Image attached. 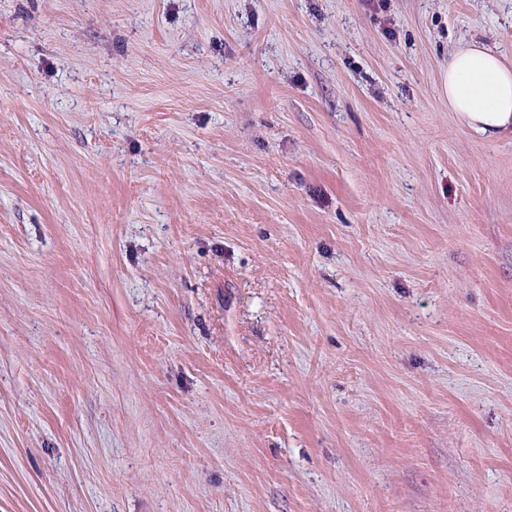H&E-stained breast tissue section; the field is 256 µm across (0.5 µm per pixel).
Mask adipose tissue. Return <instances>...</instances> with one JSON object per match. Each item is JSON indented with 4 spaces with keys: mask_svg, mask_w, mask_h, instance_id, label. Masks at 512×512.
<instances>
[{
    "mask_svg": "<svg viewBox=\"0 0 512 512\" xmlns=\"http://www.w3.org/2000/svg\"><path fill=\"white\" fill-rule=\"evenodd\" d=\"M448 107L476 132L495 137L512 132V67L479 45L448 59Z\"/></svg>",
    "mask_w": 512,
    "mask_h": 512,
    "instance_id": "ef3b65f1",
    "label": "adipose tissue"
}]
</instances>
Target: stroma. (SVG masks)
<instances>
[{
  "label": "stroma",
  "mask_w": 512,
  "mask_h": 512,
  "mask_svg": "<svg viewBox=\"0 0 512 512\" xmlns=\"http://www.w3.org/2000/svg\"><path fill=\"white\" fill-rule=\"evenodd\" d=\"M512 0H0V512H512ZM448 108L488 137L512 132V67L479 45L448 59Z\"/></svg>",
  "instance_id": "1"
}]
</instances>
